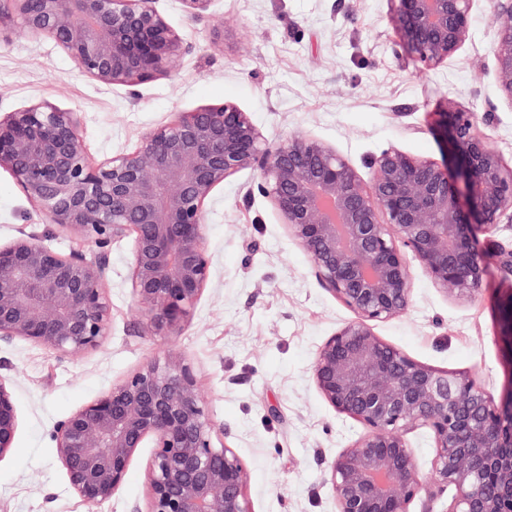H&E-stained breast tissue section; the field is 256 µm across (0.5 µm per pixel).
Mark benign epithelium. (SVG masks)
<instances>
[{"mask_svg":"<svg viewBox=\"0 0 512 512\" xmlns=\"http://www.w3.org/2000/svg\"><path fill=\"white\" fill-rule=\"evenodd\" d=\"M397 2L394 25L426 66L447 62L470 38L476 0ZM493 13L496 83L512 103V0H495ZM6 19L51 39L107 86L170 74L185 50L154 0H0V24ZM442 116L454 164L388 149L364 178L311 135L267 147L232 102L181 112L135 150L98 163L84 150L78 112L39 101L0 115V169L74 243L63 255L22 231L0 244V342L63 356L101 346L112 319L107 252L129 233L145 333L178 335L210 284L207 206L225 179L255 168L258 192L318 281L355 314L312 366L318 393L363 427L329 466L336 512H411L417 497L450 486L446 512H512V385L497 399L473 375L416 361L372 327L409 307V255L457 299H474L491 266L512 279V244L487 251L476 235L512 213V167L476 113L450 103ZM500 326L512 360V293ZM17 429L15 397L0 378V460L12 454ZM420 429L434 445L425 476L407 439ZM221 434L193 366L173 352L59 421L52 440L70 489L90 505L111 499L139 450L151 448L146 512H253L249 470Z\"/></svg>","mask_w":512,"mask_h":512,"instance_id":"1","label":"benign epithelium"}]
</instances>
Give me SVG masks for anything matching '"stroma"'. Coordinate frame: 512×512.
<instances>
[{
	"label": "stroma",
	"mask_w": 512,
	"mask_h": 512,
	"mask_svg": "<svg viewBox=\"0 0 512 512\" xmlns=\"http://www.w3.org/2000/svg\"><path fill=\"white\" fill-rule=\"evenodd\" d=\"M155 7L189 49L172 74L134 88L84 76L49 39L0 31V113L38 101L75 110L85 151L99 162L133 151L177 113L230 101L250 113L269 145L309 133L365 176L390 148L442 160L438 114L452 101L476 113L512 166V103L495 80L488 0H477L465 45L430 68L416 63L392 24L396 0H212L198 19L183 0ZM256 185V171L245 169L215 190L204 230L211 283L179 335H145L126 238L108 252L112 321L99 349L62 358L23 340L0 343V376L12 382L19 419L14 452L0 460V512H144L150 449H141L110 501L91 506L69 489L52 432L171 352L192 364L211 419L247 465L254 512H336L329 465L362 427L317 393L311 368L322 343L354 314L320 284ZM24 229L68 253L69 234L46 224L2 169L0 241ZM410 269L407 311L376 323V334L500 394L506 372L496 303L512 280L490 269L475 300L463 301L436 289L418 262Z\"/></svg>",
	"instance_id": "35a3bbf8"
}]
</instances>
